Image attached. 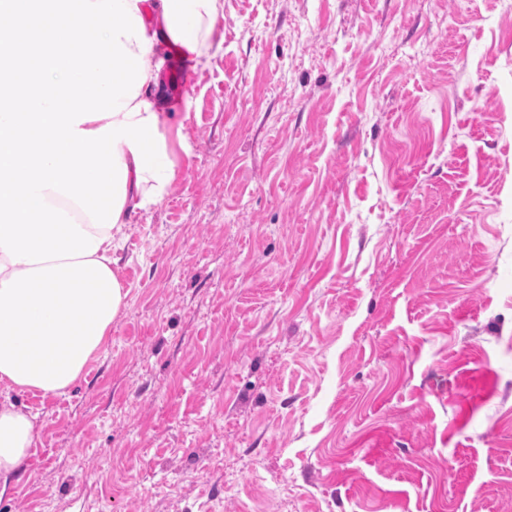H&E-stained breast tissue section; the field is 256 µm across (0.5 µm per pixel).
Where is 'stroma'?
Here are the masks:
<instances>
[{
    "label": "stroma",
    "mask_w": 512,
    "mask_h": 512,
    "mask_svg": "<svg viewBox=\"0 0 512 512\" xmlns=\"http://www.w3.org/2000/svg\"><path fill=\"white\" fill-rule=\"evenodd\" d=\"M215 41L0 512H512V0H224Z\"/></svg>",
    "instance_id": "obj_1"
}]
</instances>
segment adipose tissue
Instances as JSON below:
<instances>
[{
  "label": "adipose tissue",
  "instance_id": "ef3b65f1",
  "mask_svg": "<svg viewBox=\"0 0 512 512\" xmlns=\"http://www.w3.org/2000/svg\"><path fill=\"white\" fill-rule=\"evenodd\" d=\"M0 26V495L35 417L104 346L128 291L116 242L176 179L159 55L210 58L224 0H17ZM26 102L18 111L17 102Z\"/></svg>",
  "mask_w": 512,
  "mask_h": 512
}]
</instances>
